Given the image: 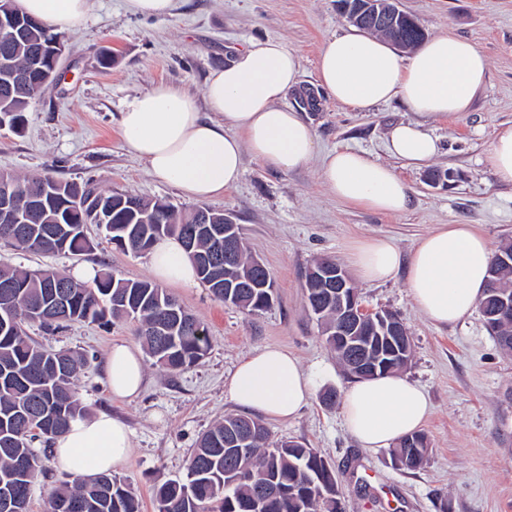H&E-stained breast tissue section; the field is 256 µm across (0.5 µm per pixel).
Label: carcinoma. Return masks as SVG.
<instances>
[{
  "label": "carcinoma",
  "mask_w": 512,
  "mask_h": 512,
  "mask_svg": "<svg viewBox=\"0 0 512 512\" xmlns=\"http://www.w3.org/2000/svg\"><path fill=\"white\" fill-rule=\"evenodd\" d=\"M384 21L373 25L401 47H414L424 38L423 29L394 13L390 0H379ZM21 34L11 38L0 30V57L8 55L12 68L30 75L11 84L0 82V116L19 129L25 112L48 81L38 70L50 69L41 54L44 42L56 34L43 22L17 12ZM10 190L11 204L21 216L20 230L0 232V241L17 248L45 254H80L93 248L84 233L87 224H106L107 239L123 250L146 253L163 237L185 239L196 231L194 250L188 252L199 280L214 299L229 302L245 314L269 309L273 282L269 271L253 274L252 257L244 243L236 246L232 276L255 281L252 288H234L224 294V275L207 272L198 260L216 249V239L196 223L197 214L209 215L208 227L224 228V212L202 206L178 212L162 201L136 195L101 192L90 183L59 180L49 174L21 178L0 173V189ZM508 261H503L502 257ZM488 283L480 311L494 310L498 297L512 294V239L504 240L489 265ZM11 286V296L0 300V503L11 501L8 512H29L33 488L42 473L41 456L33 442L65 433L72 422L84 417L87 408L77 390L87 356L68 350H51L37 343L26 330L41 310L40 325L48 332L71 322L106 326L114 319L137 323V335L155 363L176 373L200 362L210 347L205 326L186 311L165 289L150 281L128 280L110 271L98 274L89 285L47 268L27 270L0 266V288ZM304 290L309 310L322 301L325 290L310 272H305ZM377 324L364 322L349 329L344 341L331 332L325 335L345 371L362 378L353 366L357 338L373 337L380 353L376 374L400 372L407 367L412 344H392ZM494 338L500 348L512 351V318L497 319ZM253 429L250 447L231 453L225 445L229 431ZM429 438L420 431L399 442L393 463L416 470L429 456ZM334 466L316 449L298 441H272L259 420L228 414L203 433L188 458L183 477L153 488L157 512H342L336 500ZM50 512H141L140 501L128 486L110 474L59 481L50 494Z\"/></svg>",
  "instance_id": "1"
}]
</instances>
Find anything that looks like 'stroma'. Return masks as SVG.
<instances>
[{"instance_id": "stroma-1", "label": "stroma", "mask_w": 512, "mask_h": 512, "mask_svg": "<svg viewBox=\"0 0 512 512\" xmlns=\"http://www.w3.org/2000/svg\"><path fill=\"white\" fill-rule=\"evenodd\" d=\"M123 4L92 0L87 25L65 34L59 80L30 106L21 130L0 127V171L29 177L50 171L64 180L91 181L103 192L193 207L123 146L120 114L126 102L160 82L203 100L210 72L251 39H277L297 52L299 83L284 103L310 123L318 152L349 146L390 162V128L413 120L440 143L429 165H396L411 204L394 216L337 200L320 179L318 160L278 172L245 156L236 188L208 205L240 225L273 277L274 304L247 315L215 300L204 284L169 286L207 324L211 346L198 365L176 374L145 359L146 385L135 400H113L104 381L112 342L137 340L131 323H74L54 334L28 326L45 347L90 355L79 396L89 413H109L130 427L133 450L118 476L143 512H155L152 486L182 477L201 433L235 412L224 385L242 357L265 346L288 349L317 375L311 406L294 420L270 419L266 426L273 439L305 443L335 465L344 512H512V353L499 348L480 310L437 327L417 310L403 280L356 285L366 309L391 310L403 320L413 348L403 375L425 390L432 405L423 426L428 460L407 471L394 466L390 449L360 446L342 421L340 403L322 402V392L343 394L351 379L308 310L303 288L315 259L329 256L348 265L357 239L389 237L406 254L437 224L477 225L495 248L512 238V185L500 183L488 162L497 131L512 126V0H399L426 35L446 32L473 41L488 59L486 88L470 111L444 119L417 117L397 101L354 110L320 86V48L349 27L338 0H179L166 17L135 16ZM104 51L114 59L111 67L98 63ZM435 171L443 172L442 180H432ZM87 234L93 248L77 256L0 244V264L67 272L91 265L121 278H150L147 255L122 251L97 225H88Z\"/></svg>"}]
</instances>
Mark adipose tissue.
I'll use <instances>...</instances> for the list:
<instances>
[{
  "mask_svg": "<svg viewBox=\"0 0 512 512\" xmlns=\"http://www.w3.org/2000/svg\"><path fill=\"white\" fill-rule=\"evenodd\" d=\"M24 10L54 31L74 32L90 16V0H22ZM297 53L276 39L254 40L214 70L205 83V106L178 87L160 83L123 108L119 136L158 180L190 199L223 196L243 174V157L289 172L314 157L312 126L284 106L296 88ZM485 54L474 43L441 33L401 55L380 37L352 29L327 38L319 53L318 80L337 103L357 110L400 100L409 111L444 118L469 111L483 91ZM212 111L204 118L203 109ZM386 148L406 166L419 168L440 150L419 123L394 125ZM319 174L336 199L396 215L410 205L407 185L389 165L365 152L342 148L326 154ZM493 256L489 239L471 224H440L422 235L410 255L393 241L373 237L358 243L350 263L366 284L403 279L416 308L433 324L453 325L471 314L484 296ZM161 284L194 287L197 275L181 242L158 240L148 255ZM113 397L139 395L145 368L139 347L113 344L105 362ZM238 406L265 417L288 420L310 404L315 384L299 359L285 349L265 347L243 357L227 383ZM431 412L426 394L390 373L355 382L343 396L341 414L365 448H384L417 431ZM132 436L121 420L97 413L72 423L53 440L59 471L97 475L121 469Z\"/></svg>",
  "mask_w": 512,
  "mask_h": 512,
  "instance_id": "adipose-tissue-1",
  "label": "adipose tissue"
}]
</instances>
